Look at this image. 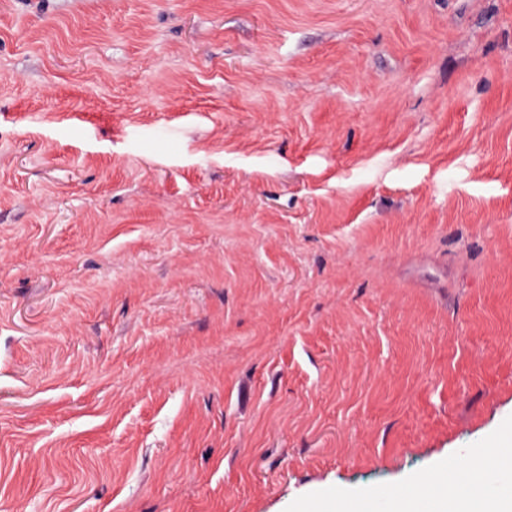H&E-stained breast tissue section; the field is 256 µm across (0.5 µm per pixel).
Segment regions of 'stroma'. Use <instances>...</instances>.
Masks as SVG:
<instances>
[{"label":"stroma","mask_w":512,"mask_h":512,"mask_svg":"<svg viewBox=\"0 0 512 512\" xmlns=\"http://www.w3.org/2000/svg\"><path fill=\"white\" fill-rule=\"evenodd\" d=\"M511 445L512 0H0V512Z\"/></svg>","instance_id":"obj_1"}]
</instances>
